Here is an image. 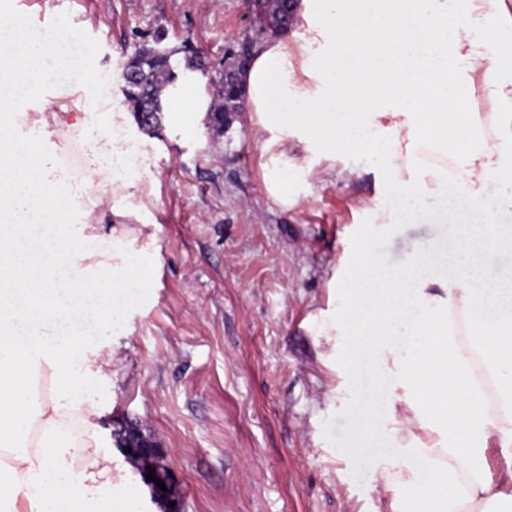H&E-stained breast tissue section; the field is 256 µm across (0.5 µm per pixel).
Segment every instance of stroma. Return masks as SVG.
<instances>
[{
	"label": "stroma",
	"instance_id": "obj_1",
	"mask_svg": "<svg viewBox=\"0 0 512 512\" xmlns=\"http://www.w3.org/2000/svg\"><path fill=\"white\" fill-rule=\"evenodd\" d=\"M0 14L67 54L40 57L58 76L37 101L89 108L83 142L42 139L57 179L79 192L84 174L71 158L109 156L119 137L131 148L126 174L154 183L145 203L156 221L138 225L134 245L150 276L122 322L83 316L72 324L86 350L114 354L117 376L93 380L88 399L99 412L98 445L115 477L139 486L140 512L158 506L115 445L123 419L169 449L182 512H390L392 494L377 486L375 467L394 441L383 435L372 449L353 450L363 394L372 396V415L385 417L373 394L380 365L365 359L350 408L330 407L343 379L325 363L311 323L332 301L330 266L348 228L373 203V155H347L348 179L312 182L306 201L284 214L263 191L262 140L246 113H232L220 134L190 131L165 114L151 135L134 123L113 131L112 114L125 106L124 63L156 31L165 32L173 65L183 45L203 54L204 90L214 94L226 50L263 40L245 0H0ZM387 206L398 217L370 243L378 264L405 265L420 246L443 253L445 265L461 263L455 225L412 223L397 196Z\"/></svg>",
	"mask_w": 512,
	"mask_h": 512
}]
</instances>
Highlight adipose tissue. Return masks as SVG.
I'll return each instance as SVG.
<instances>
[{
	"label": "adipose tissue",
	"instance_id": "ef3b65f1",
	"mask_svg": "<svg viewBox=\"0 0 512 512\" xmlns=\"http://www.w3.org/2000/svg\"><path fill=\"white\" fill-rule=\"evenodd\" d=\"M371 14L335 0H296L292 33L263 41L241 75L252 125L263 139L259 167L269 202L298 207L304 184L345 177V152H375L379 195L410 199L412 218L433 223L435 203L456 183L469 211L457 215L467 261L437 275L365 267L368 241L393 223L370 210L351 229L329 288L336 305L316 322L337 368L353 374L367 354L389 380L385 413L398 455L380 478L391 512H512V280L488 286L478 255L512 247V225L487 232L486 201L512 211V22L505 0H382ZM468 19L461 33L448 29ZM43 52L0 16V512H137L139 490L116 480L93 433L86 376L112 375L111 355L82 354L77 336L57 330L82 314L77 285L50 275L56 264L104 271L96 316L117 321L115 296L137 288L143 271L100 231L86 209L80 240L61 231L74 204L48 185L37 143L15 118L44 83ZM495 101L472 112L474 72ZM180 70L162 99L172 119L202 128L211 99ZM122 145L92 159L83 194H112V215L145 223L141 180L125 176ZM431 433L423 441L421 432ZM507 467L490 473L488 450ZM97 498H88L89 488Z\"/></svg>",
	"mask_w": 512,
	"mask_h": 512
}]
</instances>
